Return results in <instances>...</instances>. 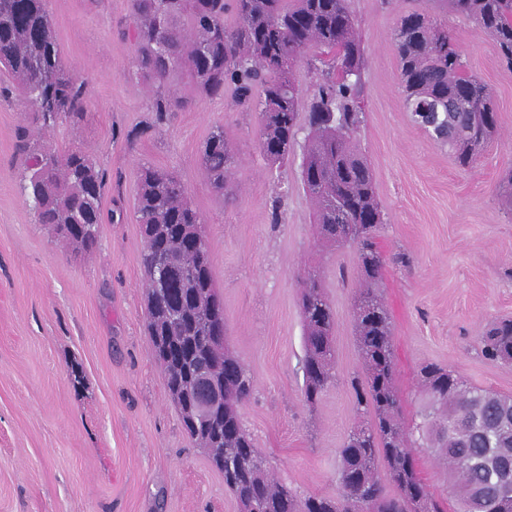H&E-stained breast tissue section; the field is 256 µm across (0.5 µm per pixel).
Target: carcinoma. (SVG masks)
<instances>
[{"instance_id": "1", "label": "carcinoma", "mask_w": 512, "mask_h": 512, "mask_svg": "<svg viewBox=\"0 0 512 512\" xmlns=\"http://www.w3.org/2000/svg\"><path fill=\"white\" fill-rule=\"evenodd\" d=\"M450 14L466 16L494 40L512 69V0H437ZM131 36L144 77L160 85L185 74L195 95L211 97L231 86L239 105L259 112L258 146L271 165L288 167L298 115L308 111V145L300 180L314 203L313 223L323 239L353 246L365 280L353 320L364 376L352 378L360 414L340 449L336 498L300 496L278 482L245 429L239 406L253 391L245 364L224 357L214 341L224 331L210 252L197 225L202 216L171 173L138 171L137 220L144 240L142 264L155 288L151 259L167 256L160 294L147 308L150 338L162 336L167 356L155 353L166 387L180 389L176 404L201 394L196 368L209 363L224 380V414L216 437L186 430L201 448L217 446L236 465L224 470V486L253 512H443L417 471L416 455L430 448L448 466L456 512H512V397L468 385L453 371L422 368L427 401L420 421L407 431L399 419L394 385L390 317L378 296L382 258L375 238L381 228L370 167L353 134L361 112V78L328 79L308 102L292 71L310 49L335 53L334 64L361 72L363 49L348 0H132ZM403 101L415 124L451 149L462 168L474 167L482 144L499 123L491 89L464 66L448 24L429 9L400 16L394 31ZM0 68L15 81L35 120L54 127L78 119L84 85L62 63L45 0H0ZM178 97L157 95L153 112L162 124L180 107ZM21 192L39 224L66 245L88 252L102 223L103 174L78 147L29 139L18 132ZM206 178L221 192L235 159L216 128L201 155ZM304 318V399L316 404L334 382L333 311L319 276L301 277ZM488 360L512 362V320L492 324L481 337ZM382 457L397 493H385L373 462Z\"/></svg>"}]
</instances>
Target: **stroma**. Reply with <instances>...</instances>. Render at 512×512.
Returning a JSON list of instances; mask_svg holds the SVG:
<instances>
[{"instance_id": "35a3bbf8", "label": "stroma", "mask_w": 512, "mask_h": 512, "mask_svg": "<svg viewBox=\"0 0 512 512\" xmlns=\"http://www.w3.org/2000/svg\"><path fill=\"white\" fill-rule=\"evenodd\" d=\"M423 0H349L364 48L357 144L372 172L383 226V299L394 343L401 419L426 400L420 371L454 370L468 385L512 397V363L481 354L488 327L512 319V71L465 17L448 28L468 72L494 91L499 124L474 168L415 125L403 107L393 32ZM62 60L86 83L77 125L48 137L79 146L105 176L98 243L73 253L36 223L20 190L16 133L37 124L0 73V512H239L202 449L184 432L146 330L137 172L173 173L202 215L225 340L253 380L242 421L281 483L336 496L337 452L362 422L353 309L362 274L354 248L323 241L296 165L271 167L260 118L232 90L192 96L156 125L155 85L138 73L130 0H47ZM223 128L237 158L223 192L207 181L203 145ZM314 267L335 313L334 382L303 397L299 277Z\"/></svg>"}]
</instances>
